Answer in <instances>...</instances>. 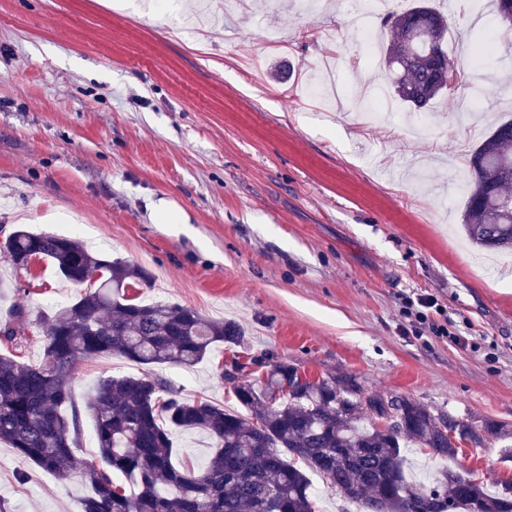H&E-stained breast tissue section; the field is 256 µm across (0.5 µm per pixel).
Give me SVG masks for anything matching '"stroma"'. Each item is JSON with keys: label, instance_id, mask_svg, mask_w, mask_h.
Returning <instances> with one entry per match:
<instances>
[{"label": "stroma", "instance_id": "35a3bbf8", "mask_svg": "<svg viewBox=\"0 0 512 512\" xmlns=\"http://www.w3.org/2000/svg\"><path fill=\"white\" fill-rule=\"evenodd\" d=\"M348 3L0 0V243L20 224L70 236L146 269L130 296L237 321L240 347L159 367L186 399L237 408L221 372L277 358L512 429V252L476 246L461 224L467 158L490 118L512 119L495 90L512 76V27L490 0L448 19L484 122L447 98L371 121L387 79ZM159 199L187 223H155ZM0 279V328L12 304L51 314L79 293L51 262L26 272L3 252ZM421 295L439 305L423 323L405 305ZM141 373L106 356L68 387L85 409L101 378ZM94 433L85 414L79 471L100 463ZM406 456L411 479L448 467L495 492L512 478L492 434L451 461ZM79 471L58 480L0 443V512H79Z\"/></svg>", "mask_w": 512, "mask_h": 512}]
</instances>
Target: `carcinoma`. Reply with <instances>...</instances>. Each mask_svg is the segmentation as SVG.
<instances>
[{"instance_id": "1", "label": "carcinoma", "mask_w": 512, "mask_h": 512, "mask_svg": "<svg viewBox=\"0 0 512 512\" xmlns=\"http://www.w3.org/2000/svg\"><path fill=\"white\" fill-rule=\"evenodd\" d=\"M383 23L392 31L383 65L397 99L420 110L444 95L442 74L462 83L445 47L448 17L438 7L418 0ZM467 163L472 181L461 215L467 235L482 248L512 249V119L499 123ZM3 249L16 269L41 259L77 287L96 278L92 289L50 316L32 321L26 308L13 306L3 328L16 351L33 330L44 338L38 364L0 354V442L22 463L61 480L72 475L82 420L65 379L80 361L117 354L145 368L137 377L101 379L89 398L102 465L84 472L92 494L80 500V512H316L311 473L362 503L364 512H512V481L489 493L471 473L446 469L421 481L404 471L408 448L453 459L461 442L479 446L486 433L506 441L511 431L493 423L480 430L407 396L370 393L348 376L313 379L278 359L258 384L221 375L245 415L204 398L185 400L153 368H193L217 344L240 346L239 324L125 297V289L142 288L150 277L73 238L21 226ZM390 409L400 420L394 431L379 424ZM176 430L213 438L204 465L176 463ZM115 472L126 484L113 482Z\"/></svg>"}]
</instances>
